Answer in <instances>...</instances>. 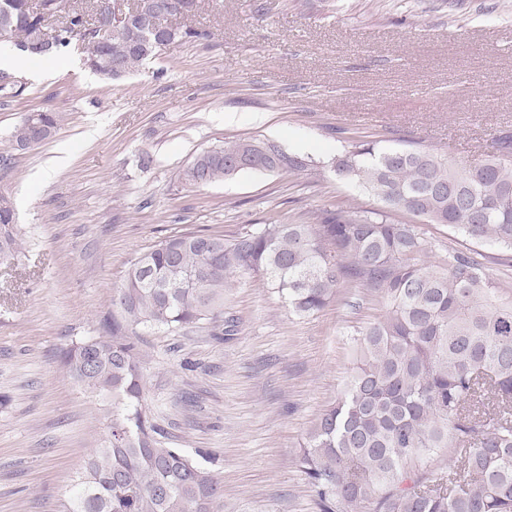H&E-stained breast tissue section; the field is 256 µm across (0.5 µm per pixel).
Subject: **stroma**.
<instances>
[{
  "mask_svg": "<svg viewBox=\"0 0 512 512\" xmlns=\"http://www.w3.org/2000/svg\"><path fill=\"white\" fill-rule=\"evenodd\" d=\"M187 24L209 39L174 43L109 86L77 47L21 59L25 95L0 99V152L22 113L65 117L0 167L23 238L15 264L0 265V512H57L101 446L112 399L77 384L62 351L104 332L134 257L175 232L232 238L342 201L380 209L331 167L358 137L420 143L459 168L512 133V0H201ZM240 137L274 140L314 167L180 180L197 154ZM61 144L70 161L49 168ZM424 231L431 261L479 251L512 298L511 250ZM384 311L344 282L300 317L261 280L241 279L224 301L233 335L136 337L147 414L173 446L215 452L223 512H317L296 465L304 435L351 375L356 331Z\"/></svg>",
  "mask_w": 512,
  "mask_h": 512,
  "instance_id": "stroma-1",
  "label": "stroma"
}]
</instances>
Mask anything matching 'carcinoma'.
Returning a JSON list of instances; mask_svg holds the SVG:
<instances>
[{
	"instance_id": "cac0c4a2",
	"label": "carcinoma",
	"mask_w": 512,
	"mask_h": 512,
	"mask_svg": "<svg viewBox=\"0 0 512 512\" xmlns=\"http://www.w3.org/2000/svg\"><path fill=\"white\" fill-rule=\"evenodd\" d=\"M56 0H0V42L30 58H46L86 43L85 63L112 83V63L126 73L158 57L149 31L135 18L112 32L87 28L73 8L49 27ZM155 18L168 22L199 0H153ZM0 70V98L20 99L27 82ZM59 112L21 117L14 149L43 141L36 127L57 131ZM266 138H237L194 157L180 179L199 186L249 171L298 175L310 157ZM333 171L382 204L323 209L298 222L270 219L252 233L168 235L131 261L112 296V329L63 352L70 376L112 395L106 444L88 455L59 512H221L215 475L166 441L149 420L136 329L180 332L224 321V296L236 277L259 278L288 300L298 316L314 314L342 282L379 296L384 315L357 331V364L336 402L308 430L299 469L319 512H512V299L503 300L483 262L448 249L442 264L427 261L419 225L439 224L475 243L512 249V134L494 140L493 153L458 170L424 145L376 147L360 140L336 156ZM409 216L393 223L388 212ZM0 245L21 248L9 197L0 195ZM449 448L448 465L422 471L418 463Z\"/></svg>"
}]
</instances>
